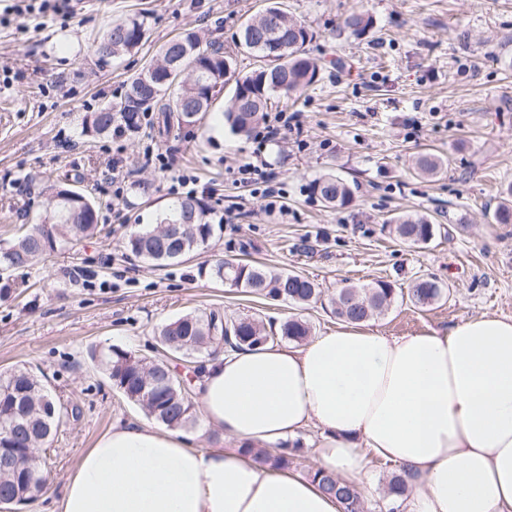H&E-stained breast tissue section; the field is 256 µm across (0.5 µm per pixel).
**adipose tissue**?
Masks as SVG:
<instances>
[{"label": "adipose tissue", "mask_w": 512, "mask_h": 512, "mask_svg": "<svg viewBox=\"0 0 512 512\" xmlns=\"http://www.w3.org/2000/svg\"><path fill=\"white\" fill-rule=\"evenodd\" d=\"M205 427L113 425L78 459L56 512H341L308 476L244 447L317 435L318 469L362 483L371 457L410 490L398 512H512V319L386 336L347 325L293 346L224 351L194 382Z\"/></svg>", "instance_id": "obj_1"}]
</instances>
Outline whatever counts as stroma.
Returning <instances> with one entry per match:
<instances>
[{
    "label": "stroma",
    "instance_id": "35a3bbf8",
    "mask_svg": "<svg viewBox=\"0 0 512 512\" xmlns=\"http://www.w3.org/2000/svg\"><path fill=\"white\" fill-rule=\"evenodd\" d=\"M315 33L306 51L320 79L293 100L272 96L269 112H302L301 132L256 147L231 132L221 93L202 123L158 136L144 119L137 136L89 137L82 118L119 102L130 80L164 45L188 28L230 50L242 23L265 0H76L71 16L45 15L0 25V240L46 210L42 181L78 179L101 206V232L52 253L31 269L0 273V371L47 372L53 397L78 405V420L55 437L47 490L20 512H54L79 456L117 423L147 415L112 386L93 350L111 346L150 357L155 330L186 313L217 311L281 322L285 304L257 297L202 274L205 261L233 255L295 271L331 297L344 283L378 280L404 289L436 277L448 288L438 304L418 310L394 300L366 329L402 336L444 329L483 314L512 318V224L492 214L512 183V0H284ZM354 11L373 27L356 38L343 29ZM143 14L148 30L133 55L99 66L94 41L109 23ZM172 156L198 178L208 208L243 203L206 252L167 267L124 247L132 225L153 224L172 192L169 175L144 158ZM433 150L448 159L436 175L419 176L415 160ZM286 191L288 214L274 220L265 202L224 176L253 154ZM128 182L115 199L112 160ZM333 173L355 185L352 202L325 207L315 179ZM425 215L437 232L426 245L402 243L387 224Z\"/></svg>",
    "mask_w": 512,
    "mask_h": 512
}]
</instances>
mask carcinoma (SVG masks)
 <instances>
[{
	"label": "carcinoma",
	"instance_id": "carcinoma-1",
	"mask_svg": "<svg viewBox=\"0 0 512 512\" xmlns=\"http://www.w3.org/2000/svg\"><path fill=\"white\" fill-rule=\"evenodd\" d=\"M148 20L143 15L129 16L110 25L93 53L99 63H110L138 51L144 40ZM349 34L360 37L372 28V19L362 12L349 14L343 22ZM313 39V32L295 19L280 0H267L266 7L249 18L239 34L237 45L259 58L258 68L234 78L231 97L236 103L224 111L233 133L247 136L266 112L274 94L296 96L317 81L318 62L306 56L303 48ZM177 41L190 47L185 55L171 57L165 45L160 58L142 70L130 82L118 103L108 102L82 122L88 136H104L122 125L131 134L139 133L141 115L159 113L162 133H169L171 119L177 123H196L210 111L218 90L224 89L227 75L235 59L233 55L202 46V38L194 30H186ZM189 71L194 78H180L177 85L160 83L170 64ZM443 160L432 154L417 158L420 174L432 176ZM314 190L329 207H344L353 200L351 186L342 178L327 174L318 179ZM49 210L39 224H24L22 231L6 246H0V266L26 268L73 241L91 237L100 231L99 205L72 185L48 187ZM204 203L190 197L158 212L150 226L132 229L125 247L134 255L163 266L188 254L204 250L215 232L207 218ZM498 224H512V185L493 214ZM162 224L174 225L177 238L162 246L163 236L156 233ZM390 230L401 241L426 245L436 234V225L426 218L398 217ZM211 278L246 293L302 308L322 297L319 285L309 278L290 272H276L245 263L237 258L217 259L209 268ZM446 295V287L432 278H418L407 289V299L415 307L427 308ZM395 299V289L384 280L372 284H346L330 298L336 317L358 325L386 311ZM311 335L309 323L292 316L281 323L279 332L269 333L259 321L242 317L224 319L220 314L187 313L161 326L158 340L167 354L184 358H204L218 349H242L288 339L302 343ZM112 387L128 402L139 406L149 417L171 430H182L195 423V404L182 385L176 368L164 359L149 360L129 350L114 347L101 356ZM79 416V409L53 400L44 379L27 368L0 373V448H9L8 457L0 455V493H13L27 503L35 499L45 486L37 449L44 446L53 431L69 418ZM273 467L290 469L301 449L247 448ZM319 487L336 497L342 512H369L367 500L358 486L333 473L310 472ZM408 489L407 475L392 473L386 486L389 496H402Z\"/></svg>",
	"mask_w": 512,
	"mask_h": 512
}]
</instances>
